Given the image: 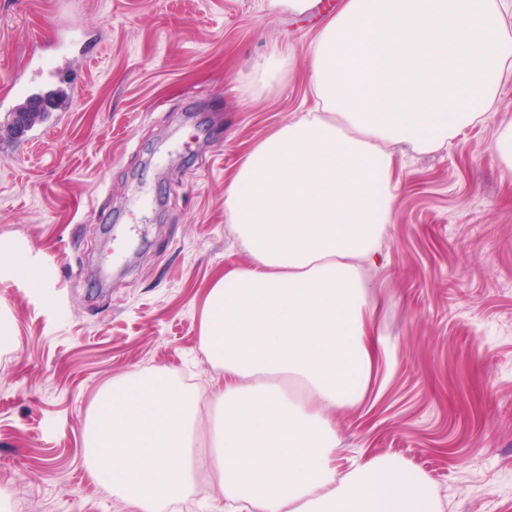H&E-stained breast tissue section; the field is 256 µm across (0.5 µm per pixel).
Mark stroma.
I'll return each mask as SVG.
<instances>
[{
	"label": "stroma",
	"mask_w": 512,
	"mask_h": 512,
	"mask_svg": "<svg viewBox=\"0 0 512 512\" xmlns=\"http://www.w3.org/2000/svg\"><path fill=\"white\" fill-rule=\"evenodd\" d=\"M305 17L268 0H0V98L78 26L85 85L42 138L0 154V242L44 285L0 275V512H133L87 471L84 428L113 379L167 372L207 389L210 288L250 256L224 220L244 152L313 104ZM283 80L249 82L271 52ZM495 112L403 158L372 271L384 339L367 395L336 414L339 463L388 454L425 473L442 512H512V170ZM493 151L504 165L512 169V124L497 129Z\"/></svg>",
	"instance_id": "1"
}]
</instances>
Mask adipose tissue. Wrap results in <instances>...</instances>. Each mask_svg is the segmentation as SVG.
<instances>
[{
    "label": "adipose tissue",
    "mask_w": 512,
    "mask_h": 512,
    "mask_svg": "<svg viewBox=\"0 0 512 512\" xmlns=\"http://www.w3.org/2000/svg\"><path fill=\"white\" fill-rule=\"evenodd\" d=\"M309 80L313 108L256 144L224 192L252 263L206 299L202 345L223 384L205 396L127 375L86 426L93 476L135 512H167L202 473L211 512H440L396 457L340 472L336 413L364 399L382 344L367 271L396 152L437 151L493 109L512 82V0H339Z\"/></svg>",
    "instance_id": "adipose-tissue-1"
}]
</instances>
